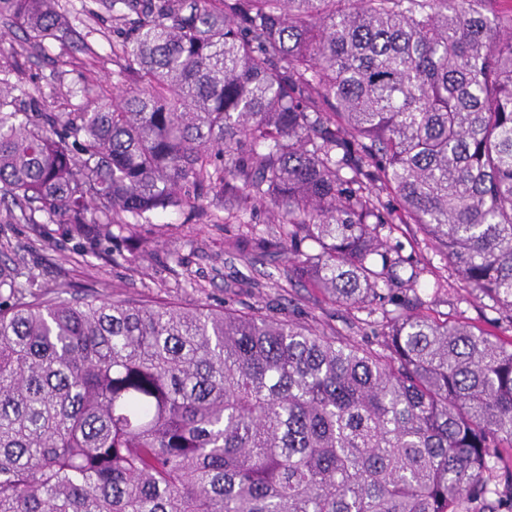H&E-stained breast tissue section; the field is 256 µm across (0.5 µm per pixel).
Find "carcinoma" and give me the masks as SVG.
<instances>
[{
  "label": "carcinoma",
  "instance_id": "1",
  "mask_svg": "<svg viewBox=\"0 0 512 512\" xmlns=\"http://www.w3.org/2000/svg\"><path fill=\"white\" fill-rule=\"evenodd\" d=\"M124 89L68 110L0 49V201L70 226L257 202L380 349L292 319L32 291L0 267V512H470L512 448V338L394 300L415 224L512 320V0H106ZM21 45L76 32L0 0ZM310 242L314 254L302 250Z\"/></svg>",
  "mask_w": 512,
  "mask_h": 512
}]
</instances>
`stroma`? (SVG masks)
<instances>
[{"label": "stroma", "instance_id": "35a3bbf8", "mask_svg": "<svg viewBox=\"0 0 512 512\" xmlns=\"http://www.w3.org/2000/svg\"><path fill=\"white\" fill-rule=\"evenodd\" d=\"M87 48H73L59 65L57 45L33 52L19 46L14 30L0 25V48L16 49L17 74L24 84L44 92L60 85L88 83L87 97L69 99V107L115 92L119 66L112 56V14L101 0H59ZM224 198H209L203 212L187 209L151 215L149 220L115 229L105 248L89 251L67 225L47 221L8 223L0 207V264L15 267L18 281L44 291L89 289L107 297L150 295L184 305L230 304L258 308L300 322H317L362 345H377L381 313L347 310L290 271L286 255L274 246L278 225L266 209L254 208L243 223H225ZM391 258L400 260L401 277H415L416 294L430 314L460 319L504 338L512 323L485 297L464 291L453 267L413 224H389L381 231Z\"/></svg>", "mask_w": 512, "mask_h": 512}]
</instances>
